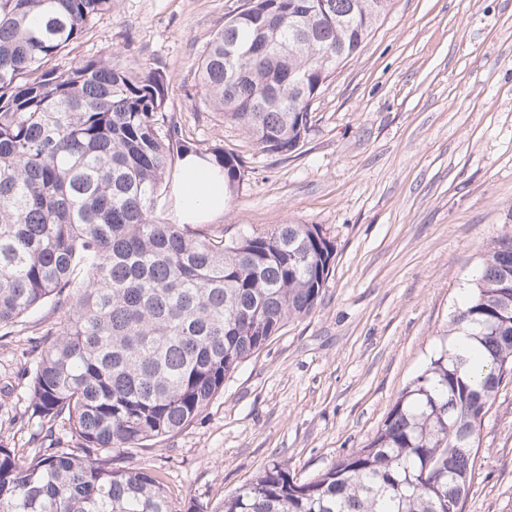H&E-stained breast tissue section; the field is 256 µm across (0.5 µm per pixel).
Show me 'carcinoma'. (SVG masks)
I'll list each match as a JSON object with an SVG mask.
<instances>
[{"instance_id": "cac0c4a2", "label": "carcinoma", "mask_w": 512, "mask_h": 512, "mask_svg": "<svg viewBox=\"0 0 512 512\" xmlns=\"http://www.w3.org/2000/svg\"><path fill=\"white\" fill-rule=\"evenodd\" d=\"M112 0H0V339L43 306L54 327L28 410L80 453L28 461L0 445V512H181L161 478L112 467L199 415L224 380L320 301L335 247L318 224L224 236L158 214L176 161L203 157L232 189L242 157L201 148L165 112L162 72L112 55L52 65ZM383 11L375 0H246L203 51L204 102L257 150L289 155L311 106ZM444 350L369 442L309 480L264 469L214 512H446L464 504L484 416L512 376V233L496 237Z\"/></svg>"}]
</instances>
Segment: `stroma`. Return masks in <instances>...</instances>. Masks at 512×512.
<instances>
[{"label": "stroma", "mask_w": 512, "mask_h": 512, "mask_svg": "<svg viewBox=\"0 0 512 512\" xmlns=\"http://www.w3.org/2000/svg\"><path fill=\"white\" fill-rule=\"evenodd\" d=\"M246 0H112L69 55L159 68L185 138L246 163L225 235L320 225L335 245L314 313L288 322L180 432L115 452L158 473L182 512H214L274 463L310 479L366 444L446 330L488 243L512 232V0H391L312 105L303 146L257 152L204 103L197 62ZM54 316L0 342V444L24 459L78 444L29 422L28 370ZM464 512H512V380L479 436Z\"/></svg>", "instance_id": "stroma-1"}]
</instances>
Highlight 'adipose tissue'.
<instances>
[{
  "label": "adipose tissue",
  "instance_id": "adipose-tissue-1",
  "mask_svg": "<svg viewBox=\"0 0 512 512\" xmlns=\"http://www.w3.org/2000/svg\"><path fill=\"white\" fill-rule=\"evenodd\" d=\"M224 177L197 156L183 158L178 172L176 216L178 223L199 224L224 210Z\"/></svg>",
  "mask_w": 512,
  "mask_h": 512
}]
</instances>
